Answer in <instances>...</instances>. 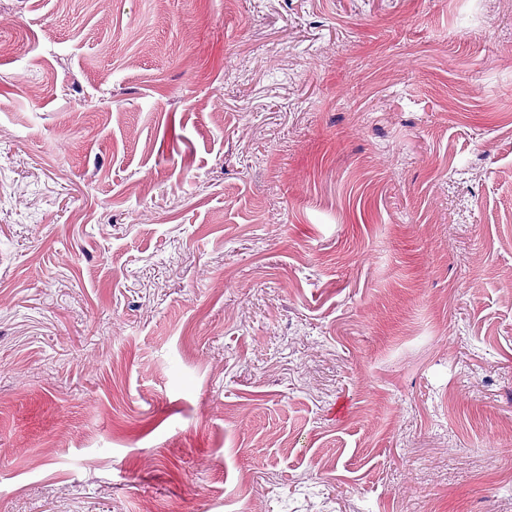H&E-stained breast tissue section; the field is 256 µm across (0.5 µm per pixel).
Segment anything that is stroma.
Returning <instances> with one entry per match:
<instances>
[{
  "mask_svg": "<svg viewBox=\"0 0 512 512\" xmlns=\"http://www.w3.org/2000/svg\"><path fill=\"white\" fill-rule=\"evenodd\" d=\"M0 42V512H512V0Z\"/></svg>",
  "mask_w": 512,
  "mask_h": 512,
  "instance_id": "1",
  "label": "stroma"
}]
</instances>
